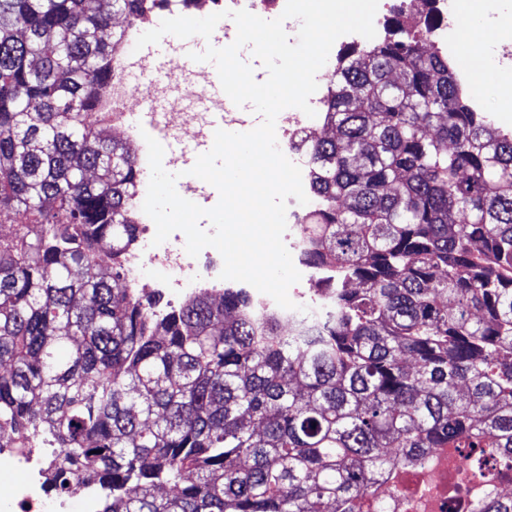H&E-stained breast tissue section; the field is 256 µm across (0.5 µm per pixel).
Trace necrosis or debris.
<instances>
[{"mask_svg": "<svg viewBox=\"0 0 512 512\" xmlns=\"http://www.w3.org/2000/svg\"><path fill=\"white\" fill-rule=\"evenodd\" d=\"M143 29H128L127 41L112 54V79L100 94L94 122L102 129L121 131L138 144L136 158L142 177H149L148 149L142 142L140 131L131 129L126 114L132 108L134 94L128 78L131 67H138L147 80L143 91L154 98L168 101L169 110L162 115V129L166 135L191 134L198 142L212 141L216 131L209 114H187L177 101L169 97L172 86H181L185 95L202 96L209 85L208 74L173 61L167 74L160 79L151 78V61L133 59L130 45L136 42ZM318 89L311 96L310 104L315 117L302 111L280 112L276 119V138L284 155L301 170H308L309 160L297 148L301 133L315 131L327 98L328 76L317 77ZM137 222L142 236L128 257L127 280L134 287H153L179 299L189 296L201 286H209L216 294H223L224 282L220 278L222 263L214 258L210 249H203L198 256H189L183 246L184 235L174 232L162 244H154L150 228L151 218L138 213ZM468 464L462 454L452 448H437L415 467L395 468L388 480L378 487L374 496L366 498L361 512H375L383 506L384 512H471L473 499L512 494V470L491 471L487 480L463 489L461 482ZM18 472L22 481L15 485L0 512H66L64 500L49 496L43 474V462L33 451L20 448H0V471Z\"/></svg>", "mask_w": 512, "mask_h": 512, "instance_id": "4bbe7bcc", "label": "necrosis or debris"}]
</instances>
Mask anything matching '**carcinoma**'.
<instances>
[{"label":"carcinoma","mask_w":512,"mask_h":512,"mask_svg":"<svg viewBox=\"0 0 512 512\" xmlns=\"http://www.w3.org/2000/svg\"><path fill=\"white\" fill-rule=\"evenodd\" d=\"M155 2L0 0V212L32 218L0 232V448L52 449L99 512H358L434 448L511 467L512 133L424 49L433 13L337 61L335 134L301 141L332 305L285 335L240 290L161 310L126 280L141 172L85 115Z\"/></svg>","instance_id":"obj_1"}]
</instances>
